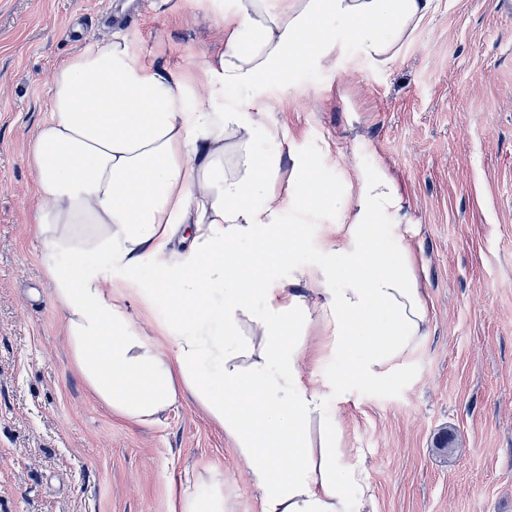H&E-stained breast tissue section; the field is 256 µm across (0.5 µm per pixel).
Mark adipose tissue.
Masks as SVG:
<instances>
[{"instance_id": "obj_1", "label": "adipose tissue", "mask_w": 512, "mask_h": 512, "mask_svg": "<svg viewBox=\"0 0 512 512\" xmlns=\"http://www.w3.org/2000/svg\"><path fill=\"white\" fill-rule=\"evenodd\" d=\"M435 10L436 0H231L204 84L151 66L119 33L52 74L26 162L39 264L72 363L134 424L192 398L258 487V512H376L370 470L345 448L308 361H343L336 396L348 399L400 372L431 318L395 179L356 151L337 155L330 183L317 157L258 152L272 130L255 89L310 66L335 70L349 42L390 67ZM231 90L242 96L225 102ZM290 211L329 216L327 261L297 263L306 235L285 223ZM150 260L164 280L138 279ZM115 262L152 332L116 294Z\"/></svg>"}]
</instances>
